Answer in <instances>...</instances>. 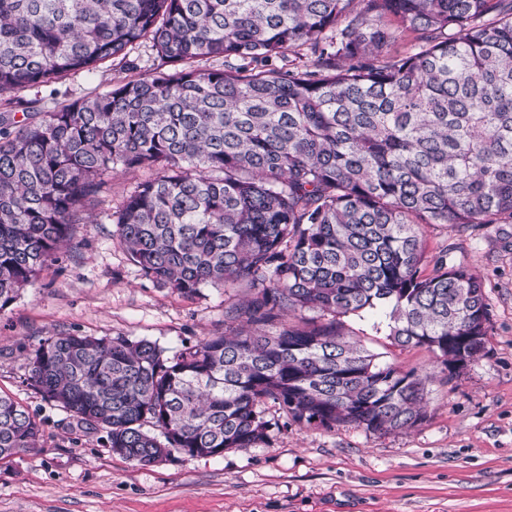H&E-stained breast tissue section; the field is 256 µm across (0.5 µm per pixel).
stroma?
<instances>
[{"instance_id":"1","label":"stroma","mask_w":512,"mask_h":512,"mask_svg":"<svg viewBox=\"0 0 512 512\" xmlns=\"http://www.w3.org/2000/svg\"><path fill=\"white\" fill-rule=\"evenodd\" d=\"M113 75L106 62L21 96L48 110L52 90L92 97ZM150 176L114 173L94 222L77 225L59 261L0 310V394L44 421L41 452L0 463V512H512V223L423 230L427 255L444 248L472 267L490 306L485 353L455 376L426 349L392 344L383 314L344 319L381 360L430 374L427 418L413 430L292 422L254 448L151 466L112 453L103 430L72 435L68 414L27 381V356L43 339L123 335L172 355L224 330L223 291L160 287L113 234L112 211Z\"/></svg>"}]
</instances>
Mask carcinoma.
Segmentation results:
<instances>
[{
  "label": "carcinoma",
  "mask_w": 512,
  "mask_h": 512,
  "mask_svg": "<svg viewBox=\"0 0 512 512\" xmlns=\"http://www.w3.org/2000/svg\"><path fill=\"white\" fill-rule=\"evenodd\" d=\"M146 41L158 63L102 94L17 97L106 60L131 70ZM144 169L112 212L133 264L184 295L244 296L171 357L43 339L28 381L45 402L142 466L263 444L269 403L297 424L414 429L430 376L341 318L381 311L394 343L447 368L484 353L483 283L446 246L424 274L423 227L512 219V0H0V311L91 222L110 173ZM42 440L0 395V460Z\"/></svg>",
  "instance_id": "carcinoma-1"
}]
</instances>
